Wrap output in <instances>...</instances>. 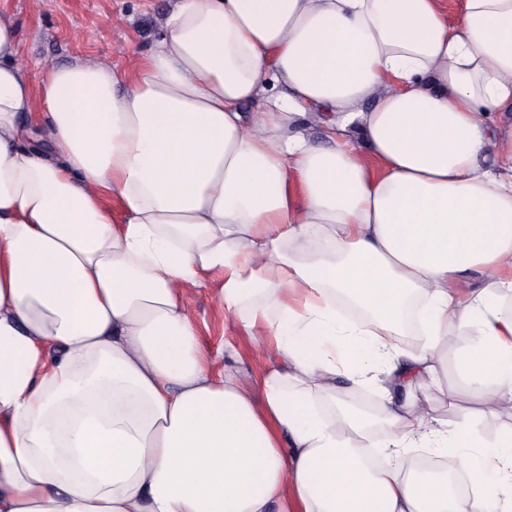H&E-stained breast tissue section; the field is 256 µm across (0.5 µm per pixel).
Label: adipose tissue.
<instances>
[{
  "label": "adipose tissue",
  "mask_w": 512,
  "mask_h": 512,
  "mask_svg": "<svg viewBox=\"0 0 512 512\" xmlns=\"http://www.w3.org/2000/svg\"><path fill=\"white\" fill-rule=\"evenodd\" d=\"M157 31L35 82L0 7V512H512V429L433 408L454 334L512 404V0H175ZM213 277L259 374L183 307Z\"/></svg>",
  "instance_id": "adipose-tissue-1"
}]
</instances>
